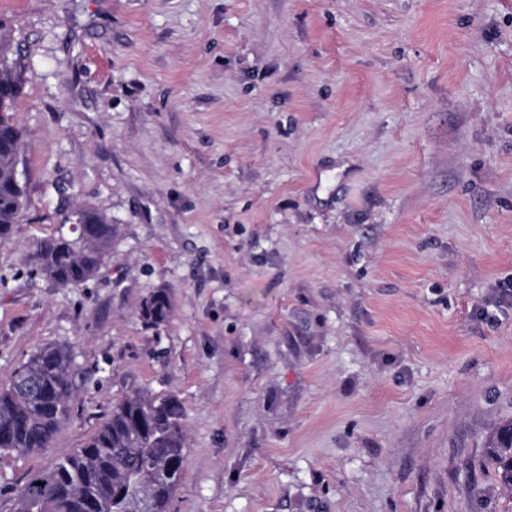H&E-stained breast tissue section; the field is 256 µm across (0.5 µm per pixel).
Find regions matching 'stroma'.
Masks as SVG:
<instances>
[{"label":"stroma","mask_w":512,"mask_h":512,"mask_svg":"<svg viewBox=\"0 0 512 512\" xmlns=\"http://www.w3.org/2000/svg\"><path fill=\"white\" fill-rule=\"evenodd\" d=\"M27 207L0 241V385L74 364L50 448L176 395L169 512H512V0H0ZM93 280L33 270L76 209ZM168 289L157 327L138 308ZM71 233L62 230L39 241L33 262L36 271L60 286L88 283L110 254L116 232L111 219L94 210H77L69 219ZM78 225H82L80 228ZM488 458L503 486L512 492V424L501 427L489 441Z\"/></svg>","instance_id":"1"}]
</instances>
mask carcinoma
<instances>
[{
    "instance_id": "carcinoma-1",
    "label": "carcinoma",
    "mask_w": 512,
    "mask_h": 512,
    "mask_svg": "<svg viewBox=\"0 0 512 512\" xmlns=\"http://www.w3.org/2000/svg\"><path fill=\"white\" fill-rule=\"evenodd\" d=\"M26 80L9 59V39L0 28V241L9 238L26 205L24 185L14 168L25 133L11 112L25 95ZM71 227L39 241L36 271L60 286L88 283L110 254L116 227L94 210H78ZM170 292L158 288L141 303L139 316L149 326L168 321ZM72 360L63 346L34 352L0 386V453L26 456L49 447L59 428L71 417ZM184 412L174 395L151 397L139 390L127 393L111 415L80 448L63 452L55 464L31 475L19 494V512H85L90 495L128 512L130 502L149 486L151 512H168L186 463ZM488 458L503 486L512 491V424L501 427L489 441ZM167 470L162 481L154 472Z\"/></svg>"
}]
</instances>
